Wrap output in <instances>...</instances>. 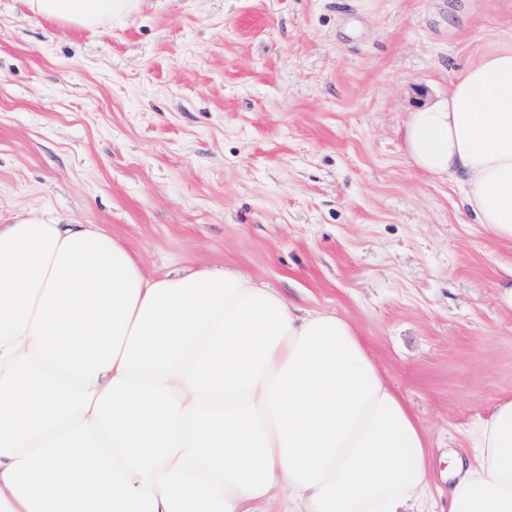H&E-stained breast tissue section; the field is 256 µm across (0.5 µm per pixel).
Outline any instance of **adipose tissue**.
Segmentation results:
<instances>
[{"label":"adipose tissue","mask_w":512,"mask_h":512,"mask_svg":"<svg viewBox=\"0 0 512 512\" xmlns=\"http://www.w3.org/2000/svg\"><path fill=\"white\" fill-rule=\"evenodd\" d=\"M137 0H27L99 28ZM403 149L512 240V45L413 112ZM428 435L353 322L240 271L147 275L95 224L0 222V512H430ZM448 512H512V398Z\"/></svg>","instance_id":"ef3b65f1"}]
</instances>
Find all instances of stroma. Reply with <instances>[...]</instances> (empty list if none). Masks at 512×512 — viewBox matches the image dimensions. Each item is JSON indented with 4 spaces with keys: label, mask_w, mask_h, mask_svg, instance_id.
<instances>
[{
    "label": "stroma",
    "mask_w": 512,
    "mask_h": 512,
    "mask_svg": "<svg viewBox=\"0 0 512 512\" xmlns=\"http://www.w3.org/2000/svg\"><path fill=\"white\" fill-rule=\"evenodd\" d=\"M512 43V0H139L98 29L0 0V216L97 224L147 272L231 267L349 317L442 458L512 397V241L403 151Z\"/></svg>",
    "instance_id": "stroma-1"
}]
</instances>
